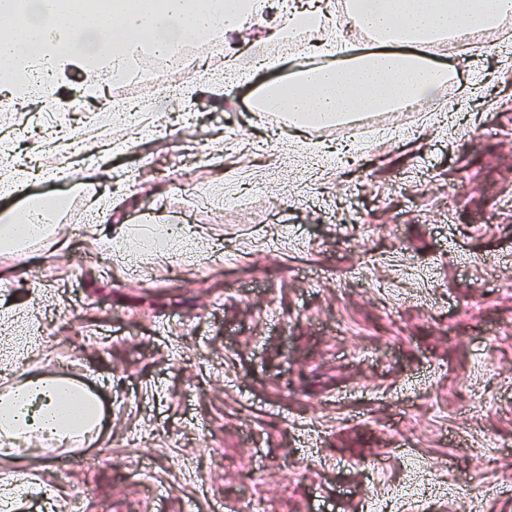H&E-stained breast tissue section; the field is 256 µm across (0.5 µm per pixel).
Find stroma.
Instances as JSON below:
<instances>
[{
    "label": "stroma",
    "mask_w": 512,
    "mask_h": 512,
    "mask_svg": "<svg viewBox=\"0 0 512 512\" xmlns=\"http://www.w3.org/2000/svg\"><path fill=\"white\" fill-rule=\"evenodd\" d=\"M314 39L255 25L240 50L314 59ZM454 80L404 124L391 112L348 163L335 134L257 111L277 72L223 95L200 59L154 98L153 133L106 169L72 168L36 123H0L11 161L41 144L42 177L0 193V213L64 196V230L0 254V357L36 321L35 373L88 386L104 422L64 468L59 449L0 456V512H512V38L434 50ZM59 110L107 113L110 86L72 74ZM252 187L245 208L194 185ZM184 224L198 246L165 244ZM428 491L395 500L409 468Z\"/></svg>",
    "instance_id": "stroma-1"
}]
</instances>
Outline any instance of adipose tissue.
<instances>
[{
	"label": "adipose tissue",
	"mask_w": 512,
	"mask_h": 512,
	"mask_svg": "<svg viewBox=\"0 0 512 512\" xmlns=\"http://www.w3.org/2000/svg\"><path fill=\"white\" fill-rule=\"evenodd\" d=\"M503 9V0H350L346 27L373 33L377 48L339 67L332 57L347 39L322 0L290 12L280 0H160L156 7L148 0H106L97 9L85 0H0V66L26 74L41 60L56 78L75 72L89 78L100 61L125 75L191 40L226 38L259 22L272 24L281 39L306 28L317 34L325 64L269 83L263 102L293 115L294 127L310 129L417 100L436 102L450 73L431 61L426 46L465 27L492 35ZM15 14L25 16V25L11 24ZM53 215L46 208L38 223L24 214L1 224L0 250L57 233ZM99 420V403L85 388L31 376L0 395V446L54 447L82 438Z\"/></svg>",
	"instance_id": "obj_1"
}]
</instances>
